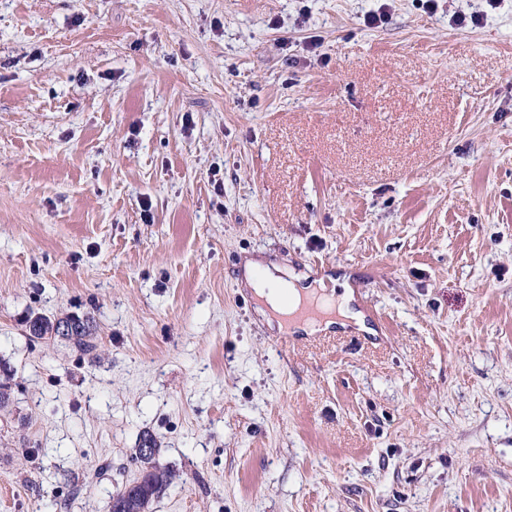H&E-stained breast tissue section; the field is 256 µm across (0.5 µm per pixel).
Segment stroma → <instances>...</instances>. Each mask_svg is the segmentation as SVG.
Here are the masks:
<instances>
[{"label":"stroma","instance_id":"stroma-1","mask_svg":"<svg viewBox=\"0 0 512 512\" xmlns=\"http://www.w3.org/2000/svg\"><path fill=\"white\" fill-rule=\"evenodd\" d=\"M0 381V512H110L146 433L152 512H512V0H0ZM261 265L260 262L252 260L245 263V282L247 287L252 288L255 295L266 305L267 311L260 309V313L266 318H269V313L271 318L277 320L281 330L288 329V325L292 324L290 327L293 330L302 329L312 334L327 330L334 324L344 326L349 323L358 326L362 331L367 330L368 326L365 324L363 315L352 306L353 293L346 276L337 277L335 280L329 278L333 284L329 292L320 280L317 288H321L324 292L318 293L315 289H308L314 284H302L300 276L293 275L289 280L288 272L277 264L272 263L264 267ZM257 269H262L261 278L256 275ZM316 295H321L327 304V318L319 321L308 320L304 325L295 324L291 318L298 312L303 300L311 299ZM334 312L336 319L331 318ZM65 319L71 324L73 334L64 340L72 342L81 354L92 355L93 359V352L96 350V345L86 339L91 335L93 327L90 320L76 315H67ZM67 322L63 321L57 324V332L60 338H64L70 332V326Z\"/></svg>","mask_w":512,"mask_h":512}]
</instances>
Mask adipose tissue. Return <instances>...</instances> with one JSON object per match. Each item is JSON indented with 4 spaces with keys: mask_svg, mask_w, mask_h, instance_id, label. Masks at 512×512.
<instances>
[{
    "mask_svg": "<svg viewBox=\"0 0 512 512\" xmlns=\"http://www.w3.org/2000/svg\"><path fill=\"white\" fill-rule=\"evenodd\" d=\"M245 282L264 301L267 312L282 329L288 327L290 319L298 312L303 301L317 295L314 290L302 284L300 276H288L282 267L274 263L264 266L257 261H247ZM319 295L327 304V316L319 321H306L303 326L305 332L312 334L324 331L334 324L364 326L363 315L352 305L353 293L347 278L335 279L332 289Z\"/></svg>",
    "mask_w": 512,
    "mask_h": 512,
    "instance_id": "ef3b65f1",
    "label": "adipose tissue"
}]
</instances>
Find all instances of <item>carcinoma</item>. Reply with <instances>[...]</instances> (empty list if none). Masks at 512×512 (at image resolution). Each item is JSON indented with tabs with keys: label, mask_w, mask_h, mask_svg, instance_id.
I'll return each instance as SVG.
<instances>
[{
	"label": "carcinoma",
	"mask_w": 512,
	"mask_h": 512,
	"mask_svg": "<svg viewBox=\"0 0 512 512\" xmlns=\"http://www.w3.org/2000/svg\"><path fill=\"white\" fill-rule=\"evenodd\" d=\"M66 320L73 329V334L67 337V341L73 343L81 354L93 355L96 345L87 340L92 331L90 320L76 315H68ZM143 440L150 443V453L144 454L139 447L134 456V460L141 467L142 482L118 488L111 512H143L172 483V472L158 462L160 449L157 448L156 441L150 435L143 436Z\"/></svg>",
	"instance_id": "obj_1"
}]
</instances>
